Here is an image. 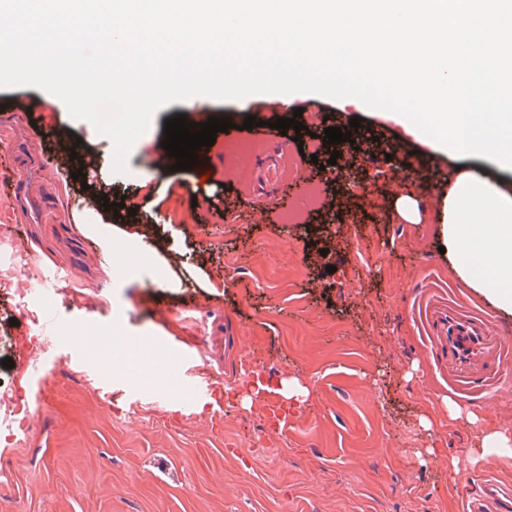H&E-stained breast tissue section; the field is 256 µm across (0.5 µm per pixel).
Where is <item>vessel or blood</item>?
Returning a JSON list of instances; mask_svg holds the SVG:
<instances>
[{
	"mask_svg": "<svg viewBox=\"0 0 512 512\" xmlns=\"http://www.w3.org/2000/svg\"><path fill=\"white\" fill-rule=\"evenodd\" d=\"M279 108L256 111L258 126L249 129L251 137L278 143L282 146L274 162L266 165L265 179L279 190L278 201L283 208H290L296 194L303 190L306 181L297 174L301 160L293 150L287 149V137L274 123L280 117ZM33 132L41 142L48 158L65 177L68 194L83 195L82 180L73 179L75 171L90 173L91 160L86 155L72 157L73 139L60 130L35 121ZM19 155L12 141L0 140V170L5 177L0 180V222L10 224L22 222L23 217L15 206L20 196L24 179L19 172ZM421 328L441 365L447 367L457 387L469 389L474 382L492 386L512 367V339L501 336L498 330L488 326L485 318L446 297L430 298L423 305ZM157 342L174 354L183 364L195 360L200 348L195 336L157 335ZM19 389L22 403L33 415H40L48 405L45 379L32 356L20 361ZM467 512H512V491L500 485L483 481L468 494Z\"/></svg>",
	"mask_w": 512,
	"mask_h": 512,
	"instance_id": "vessel-or-blood-1",
	"label": "vessel or blood"
}]
</instances>
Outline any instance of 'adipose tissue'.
I'll return each mask as SVG.
<instances>
[{
    "instance_id": "1",
    "label": "adipose tissue",
    "mask_w": 512,
    "mask_h": 512,
    "mask_svg": "<svg viewBox=\"0 0 512 512\" xmlns=\"http://www.w3.org/2000/svg\"><path fill=\"white\" fill-rule=\"evenodd\" d=\"M437 221L453 272L512 311V194L467 173L451 174Z\"/></svg>"
}]
</instances>
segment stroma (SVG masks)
<instances>
[{
  "mask_svg": "<svg viewBox=\"0 0 512 512\" xmlns=\"http://www.w3.org/2000/svg\"><path fill=\"white\" fill-rule=\"evenodd\" d=\"M17 93L53 105L46 122L81 139L94 163L89 195L123 196L121 228L142 235L180 287L160 291L151 264L103 253L86 203L62 205L52 164L30 145L24 162L44 191L22 228L28 256L12 255L15 229L0 223V264L15 272L0 285V362L22 346L40 356L53 398L25 425L16 371L0 365V512H464L467 492L488 475L512 485V455L478 449L483 429L512 430V383L488 395L457 390L421 331L418 305L446 296L511 337L512 313L451 274L439 225L395 220L397 182L381 153L397 133L406 140L399 156L419 151L440 174L467 172L510 193L511 168L407 134L358 99L299 92L293 107L362 118L381 150L335 158L304 139L309 191L287 214L273 189L249 191L273 144L220 132L204 166H148L184 103L156 112L118 176L109 138L52 94ZM330 159L344 183L325 180L320 166ZM228 164L238 177L224 186ZM197 187L214 190L210 204L193 207L187 192ZM344 207L350 217L335 221ZM129 266L135 279L113 287V271ZM38 270L62 276L42 300L64 314L65 334L109 339L79 355L82 368L41 331L29 303ZM173 316L202 350L186 367L144 338ZM243 362L266 387H300L285 402L288 431H268ZM218 367L229 380L223 412L204 398L174 411L168 397ZM88 371L111 381V401L85 386Z\"/></svg>",
  "mask_w": 512,
  "mask_h": 512,
  "instance_id": "35a3bbf8",
  "label": "stroma"
}]
</instances>
